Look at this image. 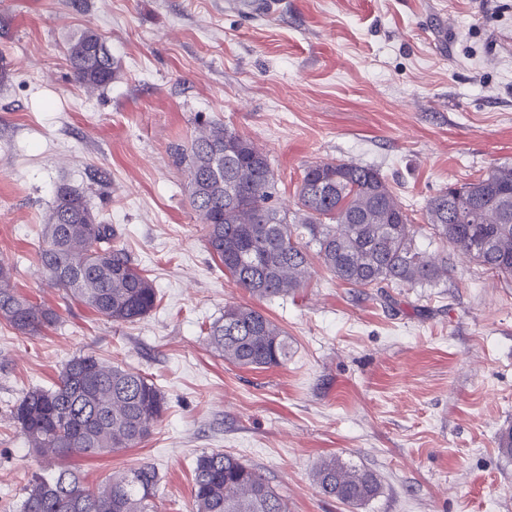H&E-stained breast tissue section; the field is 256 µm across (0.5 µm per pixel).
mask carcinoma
<instances>
[{
	"instance_id": "carcinoma-1",
	"label": "carcinoma",
	"mask_w": 512,
	"mask_h": 512,
	"mask_svg": "<svg viewBox=\"0 0 512 512\" xmlns=\"http://www.w3.org/2000/svg\"><path fill=\"white\" fill-rule=\"evenodd\" d=\"M66 54L74 81L87 89L108 84L118 70L92 29L74 36ZM173 157L187 171L189 204L207 249L238 287L258 299L303 287L313 253L353 288L433 287L448 276V262L418 246L421 231L512 279V166L442 189L426 202L419 227L386 178L353 161L307 167L297 210L278 206L267 153L220 123L175 146ZM41 238V273L65 298L116 324L142 319L156 307L153 281L116 245L112 225L79 190L57 188ZM11 278V268L0 264V321L20 335L54 325L57 314L12 288ZM208 338L237 366L266 369L288 359L286 332L252 306H224ZM165 409L162 392L142 373L82 354L67 361L53 387L28 391L12 417L29 447L63 460L134 448ZM313 480L322 495L353 505L376 498L382 488L375 472L334 456L320 460ZM158 482L155 468L143 464L90 488L64 467L31 478L21 512H151ZM191 499L193 512H286L258 470L220 450L196 458Z\"/></svg>"
}]
</instances>
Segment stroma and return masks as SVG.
<instances>
[{"mask_svg":"<svg viewBox=\"0 0 512 512\" xmlns=\"http://www.w3.org/2000/svg\"><path fill=\"white\" fill-rule=\"evenodd\" d=\"M95 30L115 79L77 84L68 39ZM218 121L269 156L278 195L305 168L380 170L413 219L442 188L512 166V0H0V263L59 316L35 336L0 323V512L57 470L12 420L78 354L148 376L166 410L150 436L69 459L89 486L141 464L155 512H191L198 455L260 470L288 512H512V281L453 248L434 288H353L315 264L308 283L260 300L206 247L171 149ZM80 189L153 280L157 307L115 324L67 301L39 270L55 190ZM229 303L288 334L270 369L225 362L207 336ZM371 469L382 491L350 507L313 481L327 456Z\"/></svg>","mask_w":512,"mask_h":512,"instance_id":"stroma-1","label":"stroma"}]
</instances>
